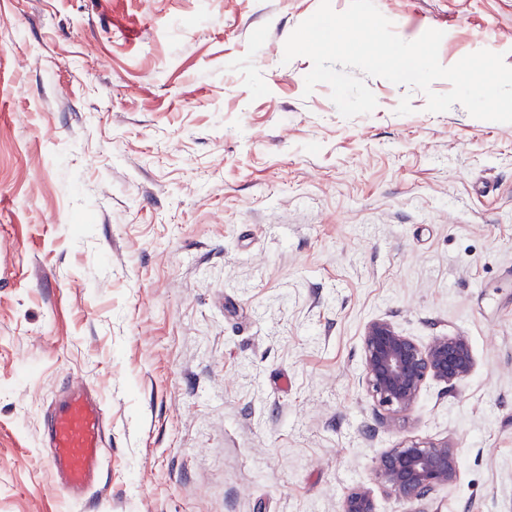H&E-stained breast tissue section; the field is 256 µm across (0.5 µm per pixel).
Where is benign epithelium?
<instances>
[{"mask_svg": "<svg viewBox=\"0 0 512 512\" xmlns=\"http://www.w3.org/2000/svg\"><path fill=\"white\" fill-rule=\"evenodd\" d=\"M362 360L367 394L389 414L410 410L428 379L453 385L475 365L467 337L436 336L421 344L386 319L366 324ZM458 472L457 448L446 441L409 439L382 455L374 477L397 500L415 506L412 512H425L431 495L455 482ZM339 512H375L374 502L367 491L357 489L344 498Z\"/></svg>", "mask_w": 512, "mask_h": 512, "instance_id": "7a95c632", "label": "benign epithelium"}]
</instances>
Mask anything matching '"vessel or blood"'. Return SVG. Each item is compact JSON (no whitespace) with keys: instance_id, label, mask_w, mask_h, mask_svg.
I'll list each match as a JSON object with an SVG mask.
<instances>
[{"instance_id":"obj_1","label":"vessel or blood","mask_w":512,"mask_h":512,"mask_svg":"<svg viewBox=\"0 0 512 512\" xmlns=\"http://www.w3.org/2000/svg\"><path fill=\"white\" fill-rule=\"evenodd\" d=\"M49 425L53 479L70 498H82L101 471L105 412L90 390L76 381L55 401Z\"/></svg>"}]
</instances>
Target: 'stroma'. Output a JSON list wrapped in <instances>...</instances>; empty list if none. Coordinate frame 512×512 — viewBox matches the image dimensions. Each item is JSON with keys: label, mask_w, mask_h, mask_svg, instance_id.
<instances>
[{"label": "stroma", "mask_w": 512, "mask_h": 512, "mask_svg": "<svg viewBox=\"0 0 512 512\" xmlns=\"http://www.w3.org/2000/svg\"><path fill=\"white\" fill-rule=\"evenodd\" d=\"M320 0H0V512H338L410 438L427 512H512V123L366 77L343 118L284 44ZM451 66H512V0H375ZM467 336L475 367L375 409L362 336ZM106 412L80 502L48 414ZM458 450L448 442L409 439L390 448L374 470L375 480L397 500L421 508L440 487L456 481Z\"/></svg>", "instance_id": "stroma-1"}]
</instances>
